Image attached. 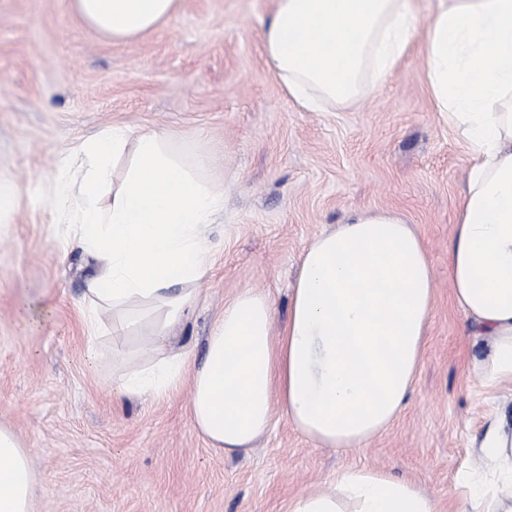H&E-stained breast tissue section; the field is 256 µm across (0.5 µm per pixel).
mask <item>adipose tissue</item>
<instances>
[{"label": "adipose tissue", "mask_w": 512, "mask_h": 512, "mask_svg": "<svg viewBox=\"0 0 512 512\" xmlns=\"http://www.w3.org/2000/svg\"><path fill=\"white\" fill-rule=\"evenodd\" d=\"M179 5L70 0L87 29L115 41L152 32ZM418 28L408 0H276L265 61L303 109L346 106L377 91ZM425 54L433 105L473 161L448 246L453 301L485 342L474 363L481 379L512 383V0H438ZM210 167L205 151L184 156L163 130L113 126L71 146L42 185L43 206L96 263L86 290L89 358L99 360L98 308L150 304L152 360L104 364L117 395L155 402L190 383L195 428L227 454L252 447L278 411L318 447H366L402 411L420 367L435 296L423 240L395 212L349 215L304 251L282 334L268 295L245 290L225 302L192 361L169 334L196 302L206 231L224 210ZM477 457L481 471L461 477L460 512H512L505 415L490 417ZM35 483L29 449L0 426V512H32ZM288 512L440 510L416 482L364 467L337 474L332 489L294 496Z\"/></svg>", "instance_id": "obj_1"}]
</instances>
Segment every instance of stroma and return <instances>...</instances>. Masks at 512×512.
I'll list each match as a JSON object with an SVG mask.
<instances>
[{
	"label": "stroma",
	"instance_id": "35a3bbf8",
	"mask_svg": "<svg viewBox=\"0 0 512 512\" xmlns=\"http://www.w3.org/2000/svg\"><path fill=\"white\" fill-rule=\"evenodd\" d=\"M274 0H182L171 20L126 42L86 29L69 0H0V174L20 196L0 218V425L31 450L35 512H287L289 500L369 467L419 482L454 512L474 442L512 389H487L483 349L451 297L448 243L471 158L440 120L424 80L423 34L376 94L307 112L268 70ZM112 126L158 127L212 159L224 212L211 266L175 343L201 359L224 304L271 296L274 328L315 235L352 213L391 210L421 236L436 298L422 363L395 423L358 451L320 448L276 415L252 449L226 455L195 430L189 388L158 402L116 397L86 349L79 301L93 262L65 247L69 225L37 198L67 146ZM99 353L150 361V317Z\"/></svg>",
	"mask_w": 512,
	"mask_h": 512
}]
</instances>
